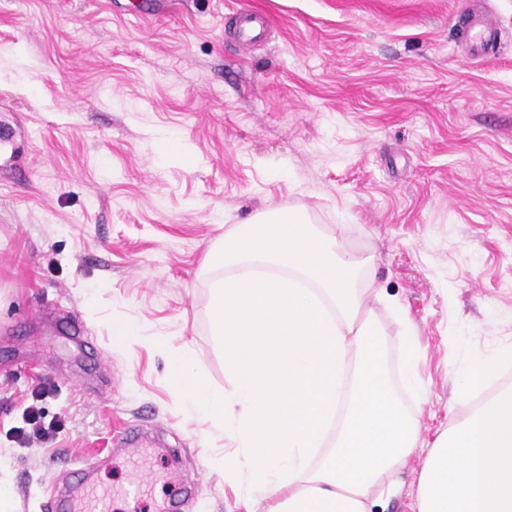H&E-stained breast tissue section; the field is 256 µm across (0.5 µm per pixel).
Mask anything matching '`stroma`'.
<instances>
[{
    "mask_svg": "<svg viewBox=\"0 0 512 512\" xmlns=\"http://www.w3.org/2000/svg\"><path fill=\"white\" fill-rule=\"evenodd\" d=\"M0 0V486L44 512L87 458L112 512H244L224 435L177 399L189 350L224 390L207 265L284 208L341 227L425 349L421 441L464 351L512 338V0ZM272 26L237 34L241 11ZM473 15L493 45L472 48ZM138 336L112 339L113 322ZM37 405L52 431L16 433ZM157 434L138 467L120 439ZM146 492L126 497L135 473Z\"/></svg>",
    "mask_w": 512,
    "mask_h": 512,
    "instance_id": "obj_1",
    "label": "stroma"
}]
</instances>
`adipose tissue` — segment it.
Returning <instances> with one entry per match:
<instances>
[{
  "label": "adipose tissue",
  "instance_id": "1",
  "mask_svg": "<svg viewBox=\"0 0 512 512\" xmlns=\"http://www.w3.org/2000/svg\"><path fill=\"white\" fill-rule=\"evenodd\" d=\"M229 268L210 318L230 388L211 389L190 352L172 360L185 409L219 426L224 473L264 512H373L396 497L419 445L417 329L398 305V363L372 309L365 260L297 212L236 225L210 253ZM512 341L464 360L451 408L462 419L428 446L415 512H512Z\"/></svg>",
  "mask_w": 512,
  "mask_h": 512
}]
</instances>
